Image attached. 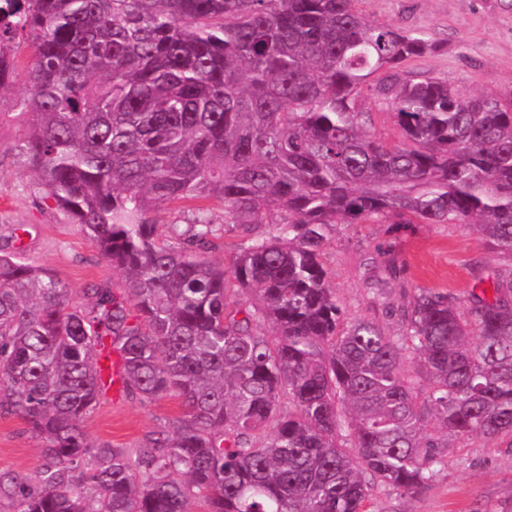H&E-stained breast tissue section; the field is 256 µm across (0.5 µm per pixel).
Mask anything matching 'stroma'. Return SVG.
I'll return each mask as SVG.
<instances>
[{
  "label": "stroma",
  "instance_id": "stroma-1",
  "mask_svg": "<svg viewBox=\"0 0 512 512\" xmlns=\"http://www.w3.org/2000/svg\"><path fill=\"white\" fill-rule=\"evenodd\" d=\"M358 7L370 21L424 33L434 44L433 53L404 65V77L431 75L466 96L512 98V0H360ZM28 89L20 76L0 94V249L20 250L77 299L93 284L121 288V277L81 226L56 208L18 151L24 127L13 116L14 104ZM323 263L345 322L369 320L398 337L404 324L397 309L418 290L468 298L504 260L486 248L474 226L389 219L338 225ZM181 412L175 399L106 395L83 430L92 444L130 448L168 429ZM445 453L444 465L416 493L372 484V512H512V441L452 437ZM40 463L41 450L24 421L0 416V471L32 474Z\"/></svg>",
  "mask_w": 512,
  "mask_h": 512
}]
</instances>
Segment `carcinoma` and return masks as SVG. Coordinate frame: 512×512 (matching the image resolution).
I'll return each instance as SVG.
<instances>
[{
  "label": "carcinoma",
  "mask_w": 512,
  "mask_h": 512,
  "mask_svg": "<svg viewBox=\"0 0 512 512\" xmlns=\"http://www.w3.org/2000/svg\"><path fill=\"white\" fill-rule=\"evenodd\" d=\"M357 2L0 0V93L15 36L33 47L20 150L124 282L76 301L0 251V411L41 448L35 477L0 472L11 512H191L197 490L207 512H363L369 481L415 492L444 464L433 418L512 440V99L400 79L433 43ZM165 204L200 216L149 223ZM391 217L473 224L509 265L466 303L420 290L397 339L345 326L329 235ZM233 229L228 277L201 250ZM106 342L123 392L181 401L133 450L81 426ZM366 106L372 112V131L376 134L394 139L397 134L393 126L392 118L382 101L376 97L369 96L366 99Z\"/></svg>",
  "instance_id": "cac0c4a2"
}]
</instances>
